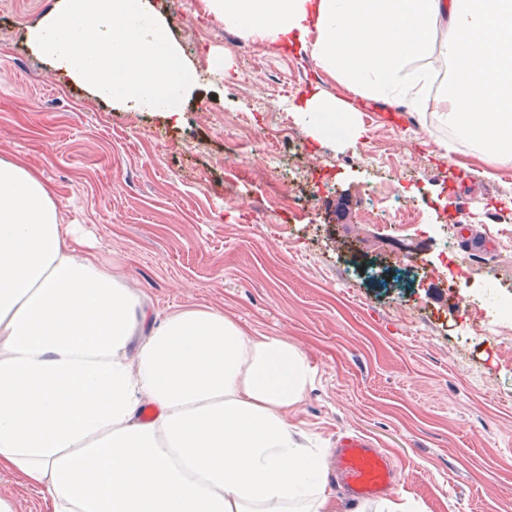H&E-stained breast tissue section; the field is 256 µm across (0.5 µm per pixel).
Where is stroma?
Here are the masks:
<instances>
[{
    "instance_id": "1",
    "label": "stroma",
    "mask_w": 512,
    "mask_h": 512,
    "mask_svg": "<svg viewBox=\"0 0 512 512\" xmlns=\"http://www.w3.org/2000/svg\"><path fill=\"white\" fill-rule=\"evenodd\" d=\"M54 3L0 0V158L41 176L63 223L81 225L150 311L205 305L302 350L315 379L287 417L301 440L330 451L343 431L368 436L396 465L389 498L417 512H512V349L482 339L494 326L512 334L487 309L512 292V223L498 221L512 209V164L463 142L444 158L448 128L437 113L386 121L393 104L347 95L310 59L262 45L256 58L236 54L202 0H155L196 73L180 120L128 111L32 50L29 31ZM246 71L257 81L229 92ZM272 75L287 92L279 112L268 103ZM311 88L347 97L362 136L309 138L291 105ZM244 121L294 141L277 177L296 194L308 191L311 173L327 179L313 211L257 214L265 182L257 155L243 164L249 182L226 184L228 135ZM451 163L471 175L454 195L441 179ZM371 186L382 202L410 195L428 223L443 225L456 257L471 254L459 225L489 235L491 251L463 291L466 315L430 299L440 243L428 236L412 240L423 262L408 290L362 275L398 261L342 232L345 220L361 218Z\"/></svg>"
}]
</instances>
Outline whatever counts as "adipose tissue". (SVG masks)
<instances>
[{
    "mask_svg": "<svg viewBox=\"0 0 512 512\" xmlns=\"http://www.w3.org/2000/svg\"><path fill=\"white\" fill-rule=\"evenodd\" d=\"M354 94L440 114L512 163V0H205ZM444 38H437V31ZM310 136L355 129L320 91ZM21 160L0 158V472L49 512H337L285 417L314 377L280 336L195 306L152 317Z\"/></svg>",
    "mask_w": 512,
    "mask_h": 512,
    "instance_id": "adipose-tissue-1",
    "label": "adipose tissue"
}]
</instances>
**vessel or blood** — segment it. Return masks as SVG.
<instances>
[{
	"instance_id": "obj_1",
	"label": "vessel or blood",
	"mask_w": 512,
	"mask_h": 512,
	"mask_svg": "<svg viewBox=\"0 0 512 512\" xmlns=\"http://www.w3.org/2000/svg\"><path fill=\"white\" fill-rule=\"evenodd\" d=\"M333 454L336 477L352 502L385 495L396 482L392 458L361 434L343 433L336 441Z\"/></svg>"
}]
</instances>
